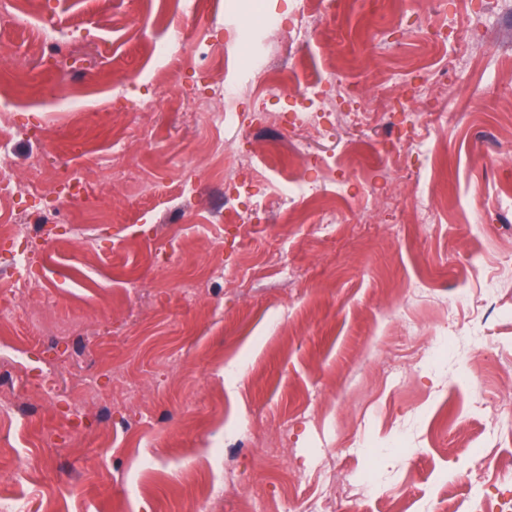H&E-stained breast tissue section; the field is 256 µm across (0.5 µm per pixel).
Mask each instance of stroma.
<instances>
[{"mask_svg":"<svg viewBox=\"0 0 512 512\" xmlns=\"http://www.w3.org/2000/svg\"><path fill=\"white\" fill-rule=\"evenodd\" d=\"M0 25V499L25 512H456L512 501V0H27ZM67 35L35 46L40 21ZM205 66L150 54L171 24ZM443 31L432 40L427 28ZM287 87L262 92L282 59ZM448 72L455 91L435 84ZM95 114L62 112V75ZM215 101L273 125L188 111ZM334 104L294 124L295 88ZM155 104L138 112L135 101ZM224 143L261 184L215 215ZM491 155L493 170L478 160ZM337 161L319 172L321 159ZM121 164L141 188L106 178ZM196 176L192 202L176 198ZM348 187L337 198L336 184ZM39 284L11 303L12 258Z\"/></svg>","mask_w":512,"mask_h":512,"instance_id":"obj_1","label":"stroma"}]
</instances>
